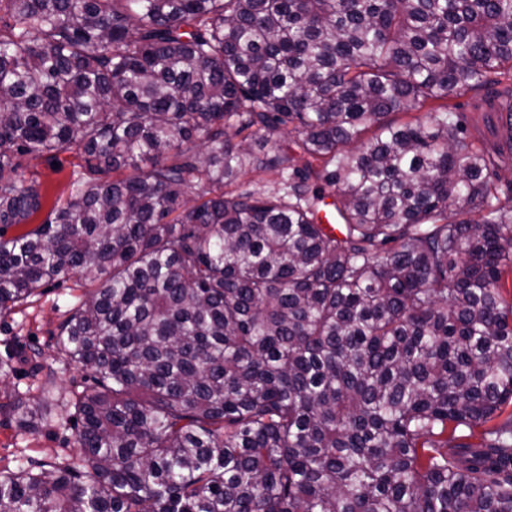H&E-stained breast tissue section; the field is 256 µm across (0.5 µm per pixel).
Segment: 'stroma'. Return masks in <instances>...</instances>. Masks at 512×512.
<instances>
[{
    "label": "stroma",
    "mask_w": 512,
    "mask_h": 512,
    "mask_svg": "<svg viewBox=\"0 0 512 512\" xmlns=\"http://www.w3.org/2000/svg\"><path fill=\"white\" fill-rule=\"evenodd\" d=\"M83 162L77 146L38 158L22 160L26 174L32 175L47 188L50 198H64L70 192L74 171ZM84 294L76 279L62 277L43 286L38 295L0 318V362L9 361L11 369L0 374V404L9 402L15 392L39 394L38 382L24 357L39 350L40 361L55 376V394L69 398L71 390L91 381L89 372L67 363L56 349L57 328ZM78 431L74 422L53 419L33 429L22 428L15 417L0 414V469L18 466L34 471H52L56 464L78 458Z\"/></svg>",
    "instance_id": "obj_1"
}]
</instances>
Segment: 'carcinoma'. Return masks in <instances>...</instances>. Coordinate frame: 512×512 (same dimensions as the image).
<instances>
[{
    "instance_id": "cac0c4a2",
    "label": "carcinoma",
    "mask_w": 512,
    "mask_h": 512,
    "mask_svg": "<svg viewBox=\"0 0 512 512\" xmlns=\"http://www.w3.org/2000/svg\"><path fill=\"white\" fill-rule=\"evenodd\" d=\"M508 161L512 0H0V316L97 283L82 457L0 512H512ZM53 162L58 163V168L53 169ZM22 165L26 176L33 174L49 193V204L33 220L29 227L42 223L49 212L51 203L58 197L65 199L70 192L69 184L73 172H83L78 165H84L81 149L76 145L69 146L63 150L39 158L24 157Z\"/></svg>"
}]
</instances>
